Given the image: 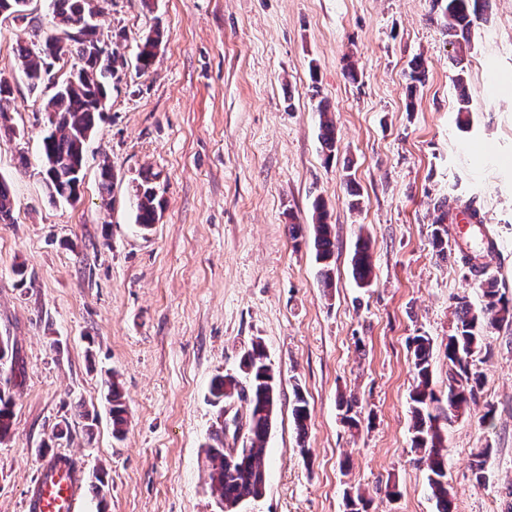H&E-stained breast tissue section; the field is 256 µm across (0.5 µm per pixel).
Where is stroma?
I'll list each match as a JSON object with an SVG mask.
<instances>
[{
  "mask_svg": "<svg viewBox=\"0 0 512 512\" xmlns=\"http://www.w3.org/2000/svg\"><path fill=\"white\" fill-rule=\"evenodd\" d=\"M48 20L49 0H30L23 21L0 16V78L14 87V132L0 133V178L13 196L12 220L0 224V337L16 353L0 512H22L48 452L79 463L80 512H220L207 447L248 404L220 408L210 388L239 373L257 341L277 399L266 491L242 512H346L356 492L368 512H436L411 446V343L431 338L433 387L446 395L456 300L483 304L457 259V221L447 257L435 253L439 206L454 213L475 200L495 243L486 272L512 299V0H492L469 29L465 107L453 86L457 47L431 0H103L94 22L120 66L74 202L52 199L43 180L45 97L29 91L16 56ZM156 30L162 43L144 71L138 47ZM418 57L426 82L413 97ZM323 102L336 125L331 155ZM105 159L115 173L107 198ZM145 172L163 203L146 231L136 222ZM318 201L335 242L329 288L312 244ZM292 224L302 227L295 239ZM361 236L367 288L351 273ZM475 363L483 385L447 427L448 488L454 512H512V324L487 329ZM114 372L129 418L120 440L107 402ZM343 395L357 400V427L343 419ZM86 409L97 415L90 434ZM62 421L70 432L59 438ZM351 263L356 284L360 288L369 286L372 280L373 265L370 246L366 239L360 237L356 242Z\"/></svg>",
  "mask_w": 512,
  "mask_h": 512,
  "instance_id": "obj_1",
  "label": "stroma"
}]
</instances>
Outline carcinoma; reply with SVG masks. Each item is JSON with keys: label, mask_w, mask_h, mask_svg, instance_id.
I'll return each mask as SVG.
<instances>
[{"label": "carcinoma", "mask_w": 512, "mask_h": 512, "mask_svg": "<svg viewBox=\"0 0 512 512\" xmlns=\"http://www.w3.org/2000/svg\"><path fill=\"white\" fill-rule=\"evenodd\" d=\"M29 0H0V14L16 19L27 17ZM490 0H432L433 9L440 11L448 36L466 38L473 20L489 8ZM53 32L44 35L34 46L20 45L16 49L21 72L32 92L54 79L53 66L57 61L71 62L77 72L69 74L55 85L54 93L44 104L49 112L51 130L42 139V175L51 196L73 202L79 199L78 189L84 178L86 146L98 120L107 109L109 81L114 73L115 60L105 53L96 36L98 15L95 0H51ZM160 45V36H148L138 46L137 59L142 68L151 65ZM410 94H415L425 80L423 61L411 64ZM321 139L324 147L336 149L335 126L328 113L321 112ZM162 202L158 199L152 175L142 176L136 195L137 224L149 229L158 220ZM12 210L10 188L0 179V221ZM313 244L320 263L319 277L325 287L331 285V266L335 243L331 224L321 202H316ZM448 213L435 220L433 245L441 255L448 254ZM482 251L470 247L460 249L459 259L471 276L484 286V304L475 310L466 298L457 299L456 326L444 345L448 360V394L440 398L432 387V342L427 336L413 338V367L415 386L410 394L413 448L424 451L427 482L435 499L436 512H453L448 493V460L443 453L447 434L445 426L462 416L482 386V374L470 358L481 351L484 330L497 323L512 321V300L498 293L490 280L483 279ZM356 284L365 288L373 274L370 246L359 238L351 259ZM266 354L260 343L252 345L240 364L243 377L226 374L217 377L211 388L213 402L222 404L233 397L248 402L246 442L232 451L224 441L216 439L207 452V466L212 488L218 501L229 506L260 499L266 489L264 464L265 442L268 437L276 404V384L268 374ZM15 361L9 338H0V440L11 435L13 401L9 385ZM107 400L112 415L113 434L119 436L126 425V408L117 380L109 385ZM309 411L307 402L296 395L293 419L299 439L307 433Z\"/></svg>", "instance_id": "1"}]
</instances>
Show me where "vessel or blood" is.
<instances>
[{"label":"vessel or blood","instance_id":"b4317fda","mask_svg":"<svg viewBox=\"0 0 512 512\" xmlns=\"http://www.w3.org/2000/svg\"><path fill=\"white\" fill-rule=\"evenodd\" d=\"M79 472L73 458L46 455L22 504L24 512H75L82 496Z\"/></svg>","mask_w":512,"mask_h":512}]
</instances>
